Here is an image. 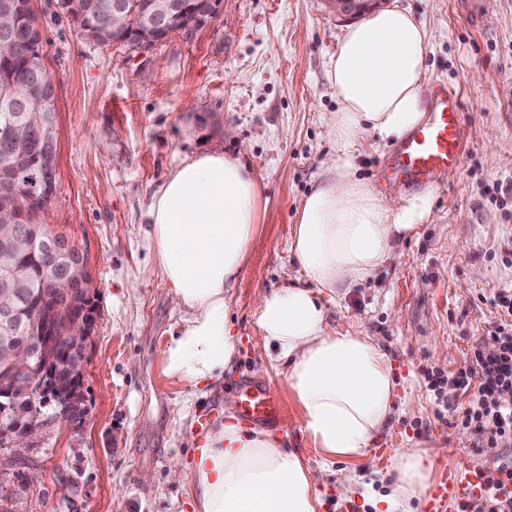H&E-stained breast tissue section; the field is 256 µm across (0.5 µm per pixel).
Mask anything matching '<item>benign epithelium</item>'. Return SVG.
<instances>
[{
	"label": "benign epithelium",
	"mask_w": 512,
	"mask_h": 512,
	"mask_svg": "<svg viewBox=\"0 0 512 512\" xmlns=\"http://www.w3.org/2000/svg\"><path fill=\"white\" fill-rule=\"evenodd\" d=\"M384 0H327L331 12L343 20L359 19L379 9ZM23 6L18 0H0V59H9L16 49L18 12ZM139 8H134L124 0H112V7L99 13L96 25L112 24V33L117 38L112 44L124 46L131 52L143 53L151 43L148 35L141 34L134 17ZM224 13V0H206L202 8L194 0H170L157 6L144 9L143 20L154 33L165 41L171 37V24L180 18H190L188 25L179 32L192 31L209 23L211 18ZM0 100L12 111L4 113L3 135L12 141H22L36 129L52 124L53 113L46 108L47 98L36 97L33 87L8 85L0 89ZM41 208L35 205V197L25 187L15 185L6 193L0 192V214L9 217L10 224H33ZM38 240L31 232L12 231L0 244V371L11 377L45 374L50 364L58 359L71 360V354L79 352L78 359L70 368L68 384L61 386L32 385L42 398V408L51 410L45 415L31 406L14 402L11 399L0 401V425L12 426L10 434L18 443L56 420L67 421L83 409L80 398L84 375L87 342L92 336L97 310L89 288L87 261L79 257L59 270H48L42 289L32 293L31 301L38 310L37 339L15 344L16 319L20 313V303L25 297L12 263V257L19 250L33 251ZM44 249L63 255L76 249L67 235L47 229L43 240Z\"/></svg>",
	"instance_id": "benign-epithelium-1"
}]
</instances>
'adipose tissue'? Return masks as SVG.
Returning a JSON list of instances; mask_svg holds the SVG:
<instances>
[{"instance_id": "ef3b65f1", "label": "adipose tissue", "mask_w": 512, "mask_h": 512, "mask_svg": "<svg viewBox=\"0 0 512 512\" xmlns=\"http://www.w3.org/2000/svg\"><path fill=\"white\" fill-rule=\"evenodd\" d=\"M429 33L407 9L372 13L339 37L325 68L336 99L337 149L305 197L290 249L314 289L262 295L254 315L267 347L288 362L287 380L305 428L330 458L366 454L387 424L395 382L369 337L330 332L314 290L333 292L371 277L398 235L423 223L429 195L391 206L356 175L368 136L388 143L420 125L428 110ZM260 187L242 163L221 153L182 159L151 197L146 237L161 283L188 318L164 351V373L192 386L223 378L235 353L228 313L232 288L259 220ZM399 483L378 512L421 497L430 457L401 448ZM195 512H317L319 499L301 456L228 418L207 435L189 468Z\"/></svg>"}]
</instances>
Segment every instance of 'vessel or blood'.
<instances>
[{
  "label": "vessel or blood",
  "mask_w": 512,
  "mask_h": 512,
  "mask_svg": "<svg viewBox=\"0 0 512 512\" xmlns=\"http://www.w3.org/2000/svg\"><path fill=\"white\" fill-rule=\"evenodd\" d=\"M461 101L456 90L440 86L433 93L431 112L424 124L403 137L382 162L379 184L402 183L412 191H434L447 186L464 156ZM241 414L260 424L279 423L282 403L271 385L252 383L241 393ZM482 470L475 466H449L430 490L428 512H447L464 493H480Z\"/></svg>",
  "instance_id": "obj_1"
}]
</instances>
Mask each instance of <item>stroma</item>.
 <instances>
[{"label": "stroma", "instance_id": "1", "mask_svg": "<svg viewBox=\"0 0 512 512\" xmlns=\"http://www.w3.org/2000/svg\"><path fill=\"white\" fill-rule=\"evenodd\" d=\"M32 3L55 87L57 188L45 222L87 255L98 319L83 416L48 424L25 448L0 446V512H192L189 478L170 473L223 425L245 378L280 395L284 422L272 432L303 458L317 512H374L396 486L401 448L425 451L438 470L491 468L512 453L507 441L476 447L474 434L450 425L424 375L463 368L499 319L492 295L512 289V0H387L427 27L428 85L460 91L468 139L458 172L431 192L428 218L393 241L386 264L320 295L329 330L370 337L392 367L397 397L372 460L315 447L288 366L254 323L261 294L311 285L290 237L336 152L324 71L345 22L323 0H226L208 27L139 54L88 40L56 0ZM202 151L239 159L262 198L229 291L232 364L222 382L196 388L163 373L187 312L161 289L145 214L174 166Z\"/></svg>", "mask_w": 512, "mask_h": 512}]
</instances>
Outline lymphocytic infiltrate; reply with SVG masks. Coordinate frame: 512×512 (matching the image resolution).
Returning a JSON list of instances; mask_svg holds the SVG:
<instances>
[{"label": "lymphocytic infiltrate", "instance_id": "f902f5d3", "mask_svg": "<svg viewBox=\"0 0 512 512\" xmlns=\"http://www.w3.org/2000/svg\"><path fill=\"white\" fill-rule=\"evenodd\" d=\"M493 306L502 318L490 333V348L473 346L464 368L446 375L427 371L432 391L449 385L466 397L464 405L446 402L456 424L470 429L477 439L498 443L512 441V291L495 294ZM483 493L469 497L459 512H512V457L484 470Z\"/></svg>", "mask_w": 512, "mask_h": 512}]
</instances>
